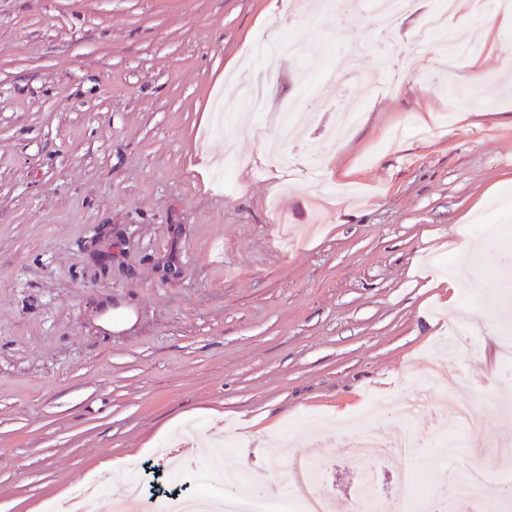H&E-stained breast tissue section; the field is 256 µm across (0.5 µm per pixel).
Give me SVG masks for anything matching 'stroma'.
Segmentation results:
<instances>
[{
  "mask_svg": "<svg viewBox=\"0 0 512 512\" xmlns=\"http://www.w3.org/2000/svg\"><path fill=\"white\" fill-rule=\"evenodd\" d=\"M269 2L0 0V512L76 496L117 512L125 479L190 429L201 449L175 453L169 485L223 496L205 448L226 439L245 481L276 476L273 512L299 456L334 512H356L366 466L325 433L395 421L452 319L456 375L416 421L418 456L377 467L383 512H427L479 466L493 486L474 508L512 499L493 441L512 432L495 319L512 313V30L477 64L465 31L415 45L440 0H411L385 34L371 0L283 20ZM288 33L305 55L279 51ZM357 50L377 86L308 93L304 76ZM222 95L235 118L219 132ZM358 100L336 140V108ZM270 139L288 168L267 165ZM107 304L136 325L98 326Z\"/></svg>",
  "mask_w": 512,
  "mask_h": 512,
  "instance_id": "obj_1",
  "label": "stroma"
}]
</instances>
